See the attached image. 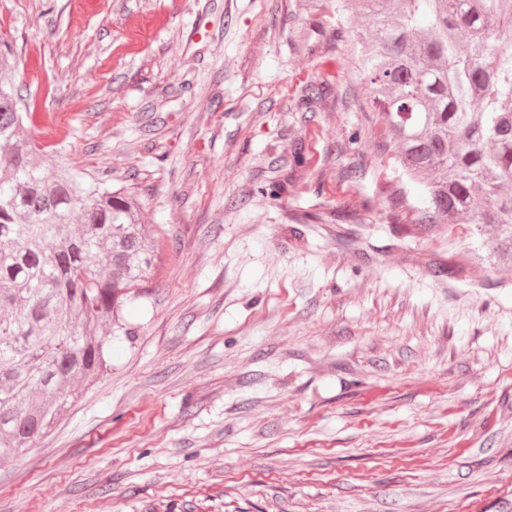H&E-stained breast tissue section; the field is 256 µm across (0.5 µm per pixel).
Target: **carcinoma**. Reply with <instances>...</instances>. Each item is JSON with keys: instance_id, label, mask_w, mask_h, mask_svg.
<instances>
[{"instance_id": "obj_1", "label": "carcinoma", "mask_w": 512, "mask_h": 512, "mask_svg": "<svg viewBox=\"0 0 512 512\" xmlns=\"http://www.w3.org/2000/svg\"><path fill=\"white\" fill-rule=\"evenodd\" d=\"M402 175L427 190L412 223L470 225L512 264V0H336ZM14 46L0 40V459L29 448L82 387L108 374L123 307L160 261L129 191L37 159ZM309 84L298 104L316 111Z\"/></svg>"}]
</instances>
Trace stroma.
Here are the masks:
<instances>
[{
    "mask_svg": "<svg viewBox=\"0 0 512 512\" xmlns=\"http://www.w3.org/2000/svg\"><path fill=\"white\" fill-rule=\"evenodd\" d=\"M350 25L335 0H0L36 141L162 242L137 336L0 461V512H512V267L449 277L478 237L395 206Z\"/></svg>",
    "mask_w": 512,
    "mask_h": 512,
    "instance_id": "stroma-1",
    "label": "stroma"
}]
</instances>
